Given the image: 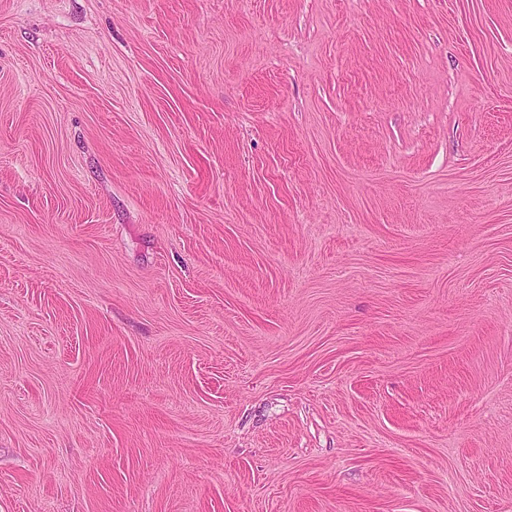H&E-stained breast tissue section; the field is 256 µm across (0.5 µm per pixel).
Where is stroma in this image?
<instances>
[{
	"instance_id": "1",
	"label": "stroma",
	"mask_w": 512,
	"mask_h": 512,
	"mask_svg": "<svg viewBox=\"0 0 512 512\" xmlns=\"http://www.w3.org/2000/svg\"><path fill=\"white\" fill-rule=\"evenodd\" d=\"M0 512H512V0H0Z\"/></svg>"
}]
</instances>
